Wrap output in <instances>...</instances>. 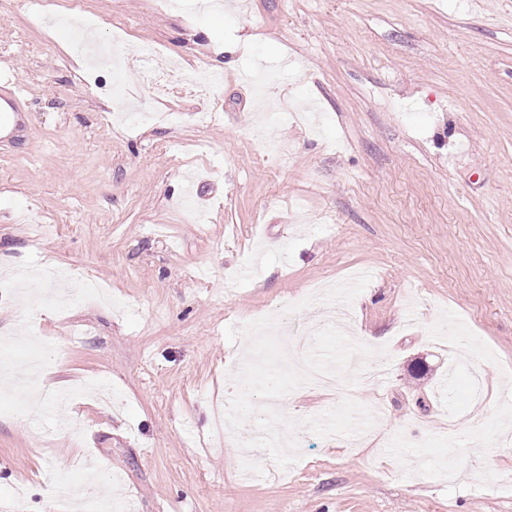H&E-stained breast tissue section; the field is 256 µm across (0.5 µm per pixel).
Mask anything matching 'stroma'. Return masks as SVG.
<instances>
[{"label": "stroma", "instance_id": "1", "mask_svg": "<svg viewBox=\"0 0 512 512\" xmlns=\"http://www.w3.org/2000/svg\"><path fill=\"white\" fill-rule=\"evenodd\" d=\"M96 28L129 71L150 41L221 76L217 119H117L118 76L0 0V61L31 92L0 142V279L50 263L64 279L0 291V342L40 371L30 413L0 391V512H71L92 459L112 512H512V0H50ZM218 185L190 222L188 183ZM111 302L76 299L83 273ZM344 292L348 325L388 373L353 386L379 407L361 447L299 427L281 469L242 455L218 413L243 342L227 326L280 315L312 344V284ZM490 353L478 374L448 346ZM71 421L60 427L56 396ZM341 395L302 387L293 419Z\"/></svg>", "mask_w": 512, "mask_h": 512}]
</instances>
